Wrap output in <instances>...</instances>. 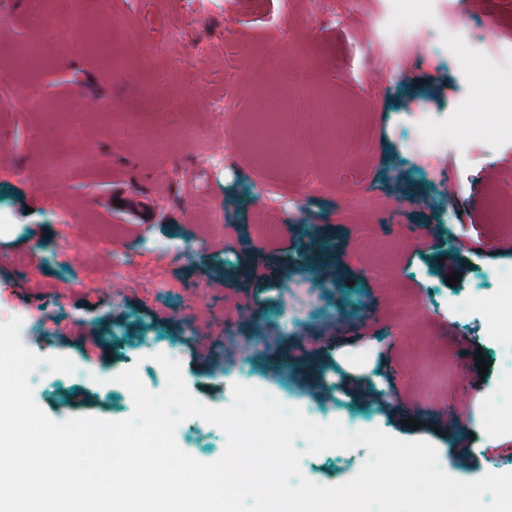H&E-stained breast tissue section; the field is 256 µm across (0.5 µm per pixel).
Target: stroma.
Returning a JSON list of instances; mask_svg holds the SVG:
<instances>
[{
	"instance_id": "obj_1",
	"label": "stroma",
	"mask_w": 512,
	"mask_h": 512,
	"mask_svg": "<svg viewBox=\"0 0 512 512\" xmlns=\"http://www.w3.org/2000/svg\"><path fill=\"white\" fill-rule=\"evenodd\" d=\"M73 7L87 23L46 21L42 0H0V323L20 318L26 347L75 365L37 368L45 414L130 417L133 398L114 378L133 368L162 392V353L210 407L229 406L233 384L256 386L321 424L427 440L455 479L512 474V374L501 368L512 338L493 317L512 267L494 244L512 209L495 225L486 214L488 194L512 202V0ZM385 7L406 17L401 33L381 20ZM106 21L132 34L112 69L94 52ZM398 37L414 53L398 66L378 61ZM31 40L43 44L42 66L9 74ZM273 89L284 107L279 165L248 131ZM341 110L351 122L339 123ZM315 179L326 194H307ZM119 198L146 199L148 211L118 210ZM475 225L487 256L465 257L447 285L436 253L470 247ZM328 255L332 280L320 270ZM303 337L317 363L293 358ZM308 371L323 398L296 385ZM347 376L371 395L348 392ZM175 437L203 462L226 446L198 417ZM465 437L473 470L453 454ZM368 457L363 446L328 450L300 469L335 486Z\"/></svg>"
}]
</instances>
